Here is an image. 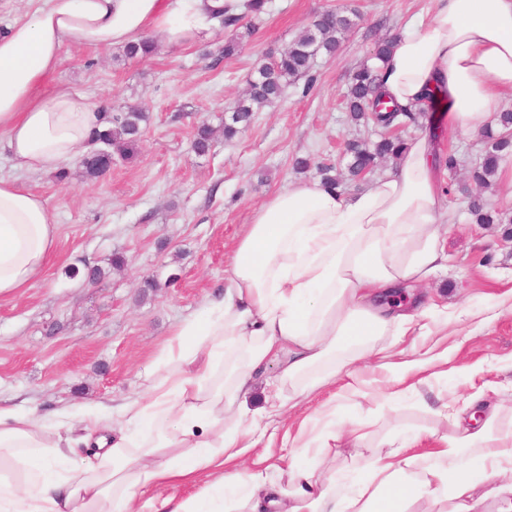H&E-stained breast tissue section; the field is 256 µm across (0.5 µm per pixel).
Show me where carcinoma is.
Listing matches in <instances>:
<instances>
[{
	"instance_id": "carcinoma-1",
	"label": "carcinoma",
	"mask_w": 512,
	"mask_h": 512,
	"mask_svg": "<svg viewBox=\"0 0 512 512\" xmlns=\"http://www.w3.org/2000/svg\"><path fill=\"white\" fill-rule=\"evenodd\" d=\"M267 0H247L246 13L228 15L222 20L226 28H233V33L218 47L213 59L230 58L242 49V38L252 34L254 28L243 24L249 16L259 17L265 10ZM353 26L346 16L333 11L316 15L306 29L294 39L287 48L273 57L272 62L257 71L250 80L247 92L239 99L224 117V139H232L241 128L248 126L254 113L274 103L282 97L292 82L309 74L314 58L319 54L333 56L341 42V36ZM392 40L377 42L370 58L351 78L347 91L348 112L351 119L358 123L366 121L374 125L401 126L405 122H414L426 112H445L447 107L434 94L428 92L420 100L405 106L386 105L382 77L374 61L386 56ZM152 48L148 41L128 45L123 50L126 59L148 56ZM147 120L146 112L141 108H129L112 115L111 126L98 131L94 142L107 146H116L120 154L132 158L139 147L142 136V123ZM499 125L503 133L497 137L487 133L489 147L482 161L471 171V179L480 186L489 185V179L498 170L500 161L512 154V112H503L499 116ZM214 130L207 124H201L193 142L195 152L204 154L209 151ZM404 147V140L399 137H382L377 141L353 140L346 145L348 157L345 174L335 175V167L323 165L318 168L322 183L333 189H342L349 183L357 182L364 172L371 173L378 163L386 158H395ZM469 214L478 224H492L496 218L492 214V204L481 195H472L468 202Z\"/></svg>"
}]
</instances>
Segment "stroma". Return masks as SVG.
<instances>
[{"instance_id": "35a3bbf8", "label": "stroma", "mask_w": 512, "mask_h": 512, "mask_svg": "<svg viewBox=\"0 0 512 512\" xmlns=\"http://www.w3.org/2000/svg\"><path fill=\"white\" fill-rule=\"evenodd\" d=\"M432 0H270L255 20L241 51L220 62L207 54L222 35L177 48L157 49L150 58L123 60L120 49L99 52L68 41L56 71L41 88L49 95L66 87L86 95L104 111L143 108L147 120L136 158L113 155L103 175H88L80 162L68 176L15 170L0 152V176L43 196L58 224L55 253L44 279L23 294L0 299V405L51 422L66 413L70 445L84 452L86 413L113 419L119 406L146 396L144 373L176 327L200 314L224 281L235 247L256 208L296 182H319L322 165L344 167L347 142L372 140L373 127L351 121L345 94L350 72L376 41L398 35L414 17L431 11ZM326 10L353 17L355 24L335 56H317L311 76L288 86L283 97L255 113L234 139L220 132L225 110L245 90L256 68L291 43ZM443 113L398 128L403 139L432 133L438 153H456L457 172L443 175L451 221L445 235L448 270L421 284L417 297L447 305L456 317L428 322L405 358L447 352L435 362L430 384L389 402V370L376 359L356 363L359 391L344 378L302 401L268 429L251 456L287 466L288 433L305 417L331 409L344 430L362 426L364 447L341 440L325 449L337 484L359 481L369 457L385 454L388 433L416 439L417 451L440 447L451 425L427 413L433 404L461 399L494 381L502 408L501 436L512 437V305L502 295L512 289V158L498 169L485 195L500 211L499 224L474 223L459 191L486 147L481 135L450 130ZM209 123L217 134L207 154L192 148L196 129ZM306 157L310 166L294 167ZM123 255L121 267L111 264ZM105 272L87 283L85 266ZM498 308L479 325L468 311Z\"/></svg>"}]
</instances>
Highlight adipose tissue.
I'll use <instances>...</instances> for the list:
<instances>
[{
    "mask_svg": "<svg viewBox=\"0 0 512 512\" xmlns=\"http://www.w3.org/2000/svg\"><path fill=\"white\" fill-rule=\"evenodd\" d=\"M239 2L49 0L0 33V149L18 170L57 172L108 126L109 115L80 93L40 94L66 41L109 50L148 36L180 47L211 38L219 11L238 13ZM380 70L399 104L431 90L445 99L449 127L493 126L512 95V0H435L427 18L395 38ZM439 169L422 136L368 190L346 195L299 182L266 200L221 297L178 326L145 372L146 399L121 405L119 425L93 428L84 441L94 453L76 465H59L65 418L49 428L0 406V512H412L417 500L429 512H478L485 499L512 512V440L497 433L498 406L481 391L431 407L453 427L442 447L417 453L400 441L347 493L310 456L343 437L332 412L305 419L289 437L285 481L230 466L305 393L383 357L377 337L411 335L430 315L419 302L388 298L446 268ZM57 234L46 201L0 177V298L42 281ZM271 364L266 404L244 424L247 393ZM216 466L221 476L194 496L136 497Z\"/></svg>",
    "mask_w": 512,
    "mask_h": 512,
    "instance_id": "obj_1",
    "label": "adipose tissue"
}]
</instances>
